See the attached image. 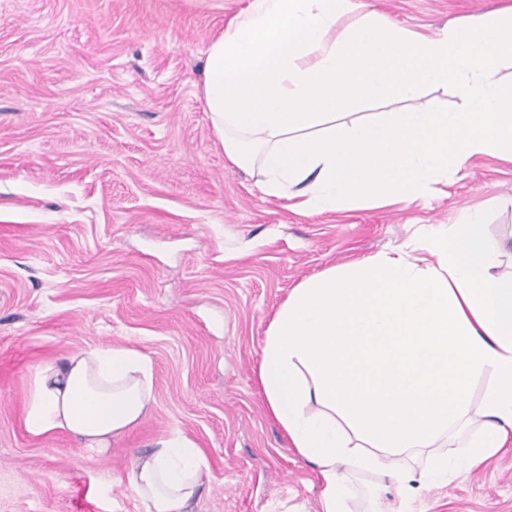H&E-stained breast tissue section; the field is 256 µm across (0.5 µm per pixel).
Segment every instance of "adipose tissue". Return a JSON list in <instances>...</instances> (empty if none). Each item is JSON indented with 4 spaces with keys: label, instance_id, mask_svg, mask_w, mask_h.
I'll return each mask as SVG.
<instances>
[{
    "label": "adipose tissue",
    "instance_id": "adipose-tissue-1",
    "mask_svg": "<svg viewBox=\"0 0 512 512\" xmlns=\"http://www.w3.org/2000/svg\"><path fill=\"white\" fill-rule=\"evenodd\" d=\"M512 9L427 33L363 0H250L206 50L202 97L226 159L301 213L425 199L478 157L512 163ZM452 84L457 110L419 106ZM403 102L397 112L358 113ZM476 206L395 249L294 288L258 378L269 414L318 471L321 512H350L352 478L380 476L367 512H414L425 487L464 480L512 435V275ZM487 385L480 400L472 391ZM153 399L150 359L95 346L34 368L27 433L105 453ZM208 461L172 430L131 473L142 512H191Z\"/></svg>",
    "mask_w": 512,
    "mask_h": 512
}]
</instances>
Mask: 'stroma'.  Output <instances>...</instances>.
Wrapping results in <instances>:
<instances>
[{
  "mask_svg": "<svg viewBox=\"0 0 512 512\" xmlns=\"http://www.w3.org/2000/svg\"><path fill=\"white\" fill-rule=\"evenodd\" d=\"M250 0H0V512H141L134 457L172 429L209 465L192 512H319L320 482L258 379L289 293L411 247L477 204L512 254V164L446 194L300 214L224 157L200 95L206 48ZM437 31L512 0H366ZM154 369V403L103 455L23 426L32 370L99 345ZM418 512H512V439Z\"/></svg>",
  "mask_w": 512,
  "mask_h": 512,
  "instance_id": "1",
  "label": "stroma"
}]
</instances>
